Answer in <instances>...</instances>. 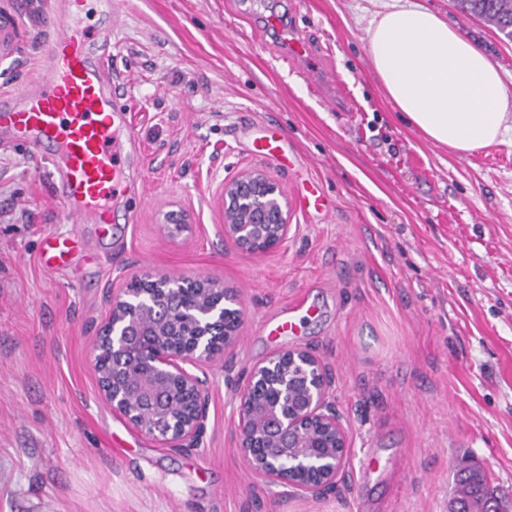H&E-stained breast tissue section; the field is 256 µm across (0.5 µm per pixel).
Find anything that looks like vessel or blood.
<instances>
[{
  "label": "vessel or blood",
  "mask_w": 512,
  "mask_h": 512,
  "mask_svg": "<svg viewBox=\"0 0 512 512\" xmlns=\"http://www.w3.org/2000/svg\"><path fill=\"white\" fill-rule=\"evenodd\" d=\"M88 0H61L62 25L50 37L47 67L25 88L11 92L0 108V124L11 126L31 148L60 145L63 162L53 171L60 181L62 205L74 220L89 212L110 223L107 201L125 194L128 176L123 153L135 145L128 104H117L121 76L94 62V48L81 22ZM253 152L285 157V139L267 133L254 139Z\"/></svg>",
  "instance_id": "1"
}]
</instances>
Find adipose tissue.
Instances as JSON below:
<instances>
[{"label": "adipose tissue", "instance_id": "obj_1", "mask_svg": "<svg viewBox=\"0 0 512 512\" xmlns=\"http://www.w3.org/2000/svg\"><path fill=\"white\" fill-rule=\"evenodd\" d=\"M363 42L387 100L430 143L472 152L512 131V90L497 67L433 11L409 4L378 13Z\"/></svg>", "mask_w": 512, "mask_h": 512}]
</instances>
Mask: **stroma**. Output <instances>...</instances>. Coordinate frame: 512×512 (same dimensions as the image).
Returning <instances> with one entry per match:
<instances>
[{
    "mask_svg": "<svg viewBox=\"0 0 512 512\" xmlns=\"http://www.w3.org/2000/svg\"><path fill=\"white\" fill-rule=\"evenodd\" d=\"M407 0H127L109 39L129 71L142 186L114 202L132 224L67 217L48 164L0 126V512H451L457 474L482 473L512 501V139L472 153L404 124L372 73L362 37ZM496 64L512 89V40L457 0H416ZM55 0H0V94L32 80L57 28ZM277 15L317 52L307 82L284 64ZM278 126L291 168L257 161ZM262 167L281 183L291 229L253 255L218 231L217 192ZM331 210H302L310 189ZM188 214L165 237L161 212ZM68 238L47 268L46 237ZM151 271L212 275L237 289L241 337L207 368L206 432L177 452L102 402L91 346L108 284ZM297 334L278 336L282 318ZM306 349L331 369L348 427V485L285 493L236 447L238 392L251 368ZM370 449L377 465L360 473Z\"/></svg>",
    "mask_w": 512,
    "mask_h": 512,
    "instance_id": "1",
    "label": "stroma"
}]
</instances>
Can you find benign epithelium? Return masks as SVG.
<instances>
[{"mask_svg": "<svg viewBox=\"0 0 512 512\" xmlns=\"http://www.w3.org/2000/svg\"><path fill=\"white\" fill-rule=\"evenodd\" d=\"M220 230L238 249L265 254L288 238V199L265 170L224 182ZM163 232L189 228L180 211ZM107 314L92 345L100 398L135 428L175 451L205 430L206 366L224 356L244 320L238 294L212 276L144 273L105 289ZM332 373L308 350H287L252 367L238 393L237 448L266 483L319 495L346 482L348 434L329 398Z\"/></svg>", "mask_w": 512, "mask_h": 512, "instance_id": "benign-epithelium-1", "label": "benign epithelium"}]
</instances>
